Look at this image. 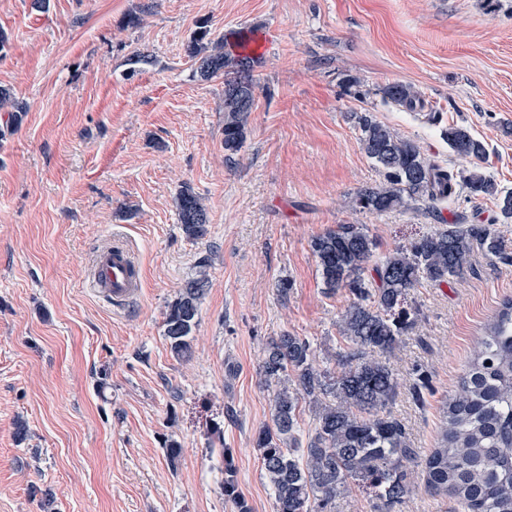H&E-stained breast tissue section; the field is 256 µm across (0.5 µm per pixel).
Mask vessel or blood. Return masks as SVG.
<instances>
[{"instance_id":"vessel-or-blood-1","label":"vessel or blood","mask_w":512,"mask_h":512,"mask_svg":"<svg viewBox=\"0 0 512 512\" xmlns=\"http://www.w3.org/2000/svg\"><path fill=\"white\" fill-rule=\"evenodd\" d=\"M92 271L95 293L113 304H125L142 292L141 269L126 245L115 243L99 249Z\"/></svg>"}]
</instances>
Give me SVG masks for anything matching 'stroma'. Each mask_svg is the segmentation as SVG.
I'll use <instances>...</instances> for the list:
<instances>
[{
  "mask_svg": "<svg viewBox=\"0 0 512 512\" xmlns=\"http://www.w3.org/2000/svg\"><path fill=\"white\" fill-rule=\"evenodd\" d=\"M203 24L256 33L255 107L230 159L224 81H199L187 52ZM0 34V87L22 106L0 111V512H238L229 478L250 512H276L255 446L276 392L261 349L302 336L332 370L347 345L337 321L350 297L325 292L312 238L362 224L381 256L457 213L497 215L464 187L435 215L355 210L383 180L358 119L454 170L464 163L440 130L466 127L512 191V0H0ZM393 82L424 109L387 103ZM185 185L208 210L200 240L179 228ZM113 237L144 273L120 311L91 289L92 255ZM202 260L210 286L180 361L165 312ZM509 298L512 265L478 253L463 279L410 291L417 318L390 360V410L419 456L437 447L443 406ZM335 512L460 509L419 476L392 508L354 489Z\"/></svg>",
  "mask_w": 512,
  "mask_h": 512,
  "instance_id": "obj_1",
  "label": "stroma"
}]
</instances>
